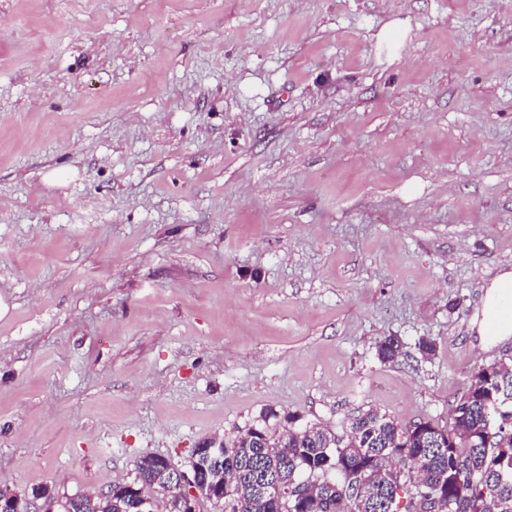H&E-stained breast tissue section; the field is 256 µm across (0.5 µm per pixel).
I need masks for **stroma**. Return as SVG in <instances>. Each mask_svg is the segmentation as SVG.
Masks as SVG:
<instances>
[{"label":"stroma","instance_id":"obj_1","mask_svg":"<svg viewBox=\"0 0 512 512\" xmlns=\"http://www.w3.org/2000/svg\"><path fill=\"white\" fill-rule=\"evenodd\" d=\"M505 268L512 0H0V483L448 425ZM508 286H512V272L505 271L497 275L488 286L487 300L484 308V321H487L492 309L500 302Z\"/></svg>","mask_w":512,"mask_h":512}]
</instances>
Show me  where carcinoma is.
Here are the masks:
<instances>
[{"mask_svg": "<svg viewBox=\"0 0 512 512\" xmlns=\"http://www.w3.org/2000/svg\"><path fill=\"white\" fill-rule=\"evenodd\" d=\"M402 342L387 336L378 359L392 362ZM451 425L402 423L371 409L348 421L346 439L303 424L287 412L269 416L221 443L197 448L202 477L224 480L221 512H415L417 494L436 489L439 512H512V358L476 372L450 411ZM157 455L136 465L132 483L109 486L112 495L75 494L63 500L46 486L26 497L49 503V512H180L181 492L172 485L150 510L139 490L165 482ZM303 495L273 496L270 484Z\"/></svg>", "mask_w": 512, "mask_h": 512, "instance_id": "obj_1", "label": "carcinoma"}]
</instances>
